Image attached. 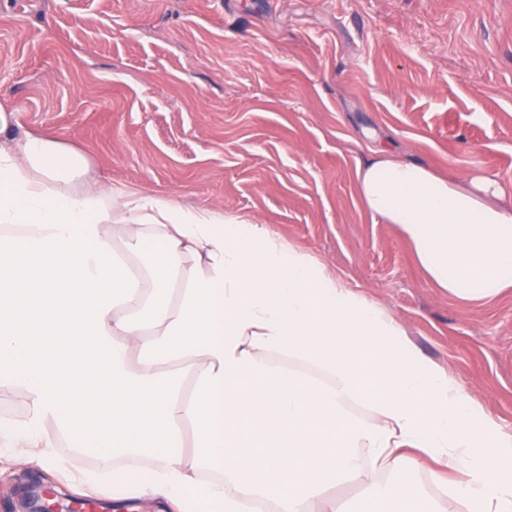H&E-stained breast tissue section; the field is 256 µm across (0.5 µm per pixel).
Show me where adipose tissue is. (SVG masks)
<instances>
[{"label":"adipose tissue","mask_w":512,"mask_h":512,"mask_svg":"<svg viewBox=\"0 0 512 512\" xmlns=\"http://www.w3.org/2000/svg\"><path fill=\"white\" fill-rule=\"evenodd\" d=\"M14 127L0 105V390L28 401L1 451L56 461L54 422L97 459L79 485L173 512H310L337 481L350 512H422L419 472L451 467L474 512H512V431L386 309L252 218L126 194ZM357 178L450 297L512 288V183L388 147Z\"/></svg>","instance_id":"1"}]
</instances>
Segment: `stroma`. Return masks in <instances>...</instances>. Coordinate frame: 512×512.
<instances>
[{"label":"stroma","mask_w":512,"mask_h":512,"mask_svg":"<svg viewBox=\"0 0 512 512\" xmlns=\"http://www.w3.org/2000/svg\"><path fill=\"white\" fill-rule=\"evenodd\" d=\"M114 188L246 215L393 313L512 430V289L429 285L361 204L386 145L448 176L512 182V0H0V104ZM0 456V512L89 465Z\"/></svg>","instance_id":"35a3bbf8"}]
</instances>
